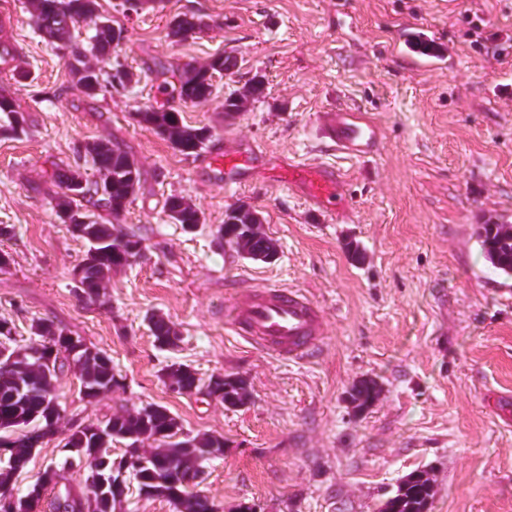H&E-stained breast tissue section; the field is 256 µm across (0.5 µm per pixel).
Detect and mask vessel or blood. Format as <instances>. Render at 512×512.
Returning <instances> with one entry per match:
<instances>
[{
    "mask_svg": "<svg viewBox=\"0 0 512 512\" xmlns=\"http://www.w3.org/2000/svg\"><path fill=\"white\" fill-rule=\"evenodd\" d=\"M324 128L337 150L354 156L373 155L382 145L378 125L357 110L339 109L327 113ZM207 161L228 172L249 167L247 157L230 148L216 151ZM288 183L301 186L306 197L320 207L330 210L347 205L341 190L342 177L334 169L293 165L288 170ZM227 315L236 335L281 358L309 357L324 336L321 308L297 289L264 285L235 303Z\"/></svg>",
    "mask_w": 512,
    "mask_h": 512,
    "instance_id": "b4317fda",
    "label": "vessel or blood"
}]
</instances>
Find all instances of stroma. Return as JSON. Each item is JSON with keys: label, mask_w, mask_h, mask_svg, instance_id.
Here are the masks:
<instances>
[{"label": "stroma", "mask_w": 512, "mask_h": 512, "mask_svg": "<svg viewBox=\"0 0 512 512\" xmlns=\"http://www.w3.org/2000/svg\"><path fill=\"white\" fill-rule=\"evenodd\" d=\"M122 27L113 62L135 80L87 97L64 58L35 29L27 0H0V42L15 53L0 72L24 130L0 112V322L16 336L45 319L106 351L121 385L92 403L73 373L58 378L66 417L93 422L146 403L165 406L190 435L223 437L201 489L236 512H380L414 471L430 479L429 512H512V278L486 259L481 224H512V48L488 51L491 34L512 32V0H159L130 14L123 0H98ZM210 27L176 43L172 16ZM414 31L450 53V63L413 68L397 45ZM229 52L234 73L212 98L181 104L178 70ZM263 76L266 96L239 114L224 97ZM178 108L256 156L248 180L175 151L137 114ZM371 113L383 148L358 158L331 147L322 113ZM100 138L135 161L140 188L119 215L96 201L91 219L133 231L141 258L117 269L101 301L76 293L74 268L87 250L58 218L57 169L99 174L84 153ZM337 169L349 201L333 212L281 175L288 163ZM179 195L205 217L186 231L166 215ZM246 206L277 245L271 263L242 258L217 239L227 209ZM273 283L301 290L322 309L320 352L303 360L267 355L236 336L224 306ZM171 321L177 347H159L149 315ZM173 364L198 377L243 378L244 405L174 395ZM379 390L357 411L360 380Z\"/></svg>", "instance_id": "1"}]
</instances>
